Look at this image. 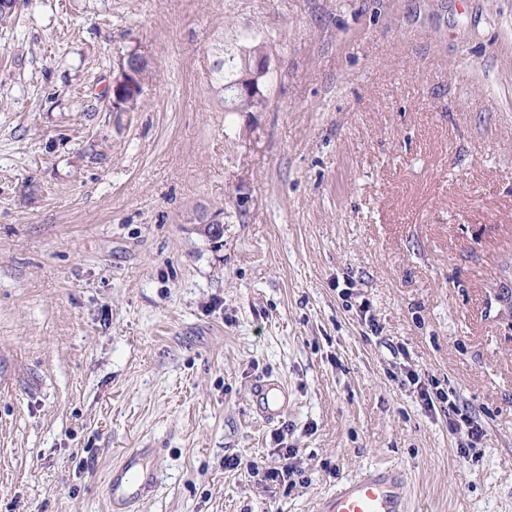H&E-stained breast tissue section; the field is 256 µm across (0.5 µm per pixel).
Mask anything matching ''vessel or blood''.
Here are the masks:
<instances>
[{"instance_id":"vessel-or-blood-1","label":"vessel or blood","mask_w":512,"mask_h":512,"mask_svg":"<svg viewBox=\"0 0 512 512\" xmlns=\"http://www.w3.org/2000/svg\"><path fill=\"white\" fill-rule=\"evenodd\" d=\"M253 397L258 412L272 420L286 406V392L277 382L255 386ZM153 448H131L124 452L108 482V497L114 512H138L151 498L159 480ZM407 477L403 469L379 466L337 484L326 498L322 512H407Z\"/></svg>"}]
</instances>
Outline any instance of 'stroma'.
I'll return each instance as SVG.
<instances>
[{
  "label": "stroma",
  "mask_w": 512,
  "mask_h": 512,
  "mask_svg": "<svg viewBox=\"0 0 512 512\" xmlns=\"http://www.w3.org/2000/svg\"><path fill=\"white\" fill-rule=\"evenodd\" d=\"M258 42L267 109L225 116L215 48ZM132 50L156 77L117 112ZM0 371V512H109L129 448L142 512H320L381 464L410 512H512V0H18ZM253 397L258 412L267 420L280 415L286 406L285 388L278 382H261L254 387ZM156 455L154 448H130L112 467L107 493L114 511H138L155 494L159 480Z\"/></svg>",
  "instance_id": "1"
}]
</instances>
